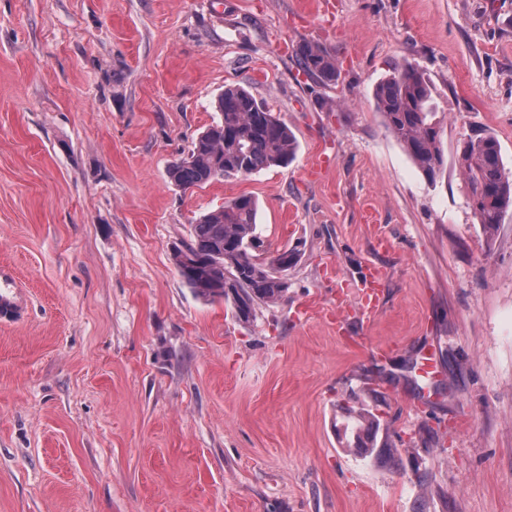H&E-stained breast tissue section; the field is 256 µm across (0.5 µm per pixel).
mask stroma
Returning <instances> with one entry per match:
<instances>
[{"instance_id":"35a3bbf8","label":"stroma","mask_w":512,"mask_h":512,"mask_svg":"<svg viewBox=\"0 0 512 512\" xmlns=\"http://www.w3.org/2000/svg\"><path fill=\"white\" fill-rule=\"evenodd\" d=\"M332 3L0 0V262L31 296L0 322V512H512V214L486 233L456 163L490 130L512 166V0ZM403 62L437 105L433 183L374 105ZM230 85L294 160L175 187ZM243 194L264 249L300 253L249 323L173 261ZM345 405L379 421L368 453ZM296 64L303 74L324 84L335 85L340 70L335 55L327 48L312 44L300 45L295 53Z\"/></svg>"}]
</instances>
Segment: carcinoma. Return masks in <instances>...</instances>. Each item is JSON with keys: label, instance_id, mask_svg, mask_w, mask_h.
I'll return each mask as SVG.
<instances>
[{"label": "carcinoma", "instance_id": "carcinoma-1", "mask_svg": "<svg viewBox=\"0 0 512 512\" xmlns=\"http://www.w3.org/2000/svg\"><path fill=\"white\" fill-rule=\"evenodd\" d=\"M296 64L303 74L324 84H336L340 70L327 48L300 45ZM376 110L418 169L433 182L444 167L440 126L430 85L410 63L396 66L375 88ZM219 120L201 132L188 154L169 170L178 188L201 187L240 175L250 176L293 159L296 140L288 125L247 89L227 86L215 102ZM465 183L467 205L486 231L495 230L512 209V168L505 166L494 134L477 133L460 141L456 153ZM256 201L237 196L224 207L203 214L192 224V237L175 251L177 269L193 293L205 300L224 299L242 323L253 320L257 308L274 305L288 293L276 276V265L293 263L298 254L282 250L266 258L256 254ZM345 445L367 450L377 419L367 410L344 411Z\"/></svg>", "mask_w": 512, "mask_h": 512}]
</instances>
